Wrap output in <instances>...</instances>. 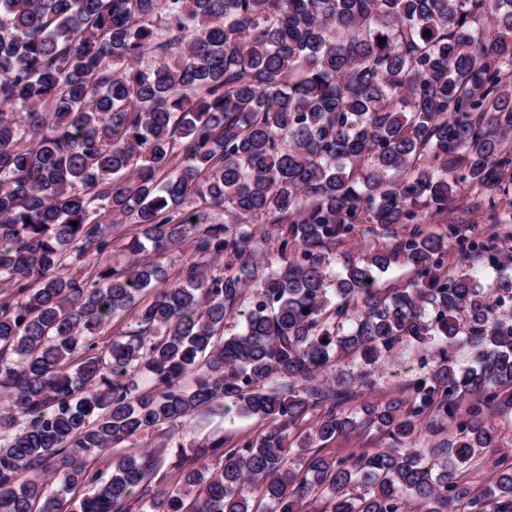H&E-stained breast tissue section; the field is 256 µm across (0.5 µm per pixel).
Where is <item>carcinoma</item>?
I'll return each instance as SVG.
<instances>
[{
  "mask_svg": "<svg viewBox=\"0 0 512 512\" xmlns=\"http://www.w3.org/2000/svg\"><path fill=\"white\" fill-rule=\"evenodd\" d=\"M476 186L512 192V0H0V512H512V274L430 228ZM228 405L266 431L185 449ZM149 433L171 468L115 456ZM370 224L361 225V230L357 232L356 236L346 242L336 244L331 254L333 270L338 273L343 268V261L346 256H358L360 253H366L368 249L374 246L380 247L382 243L388 242V239L383 237L378 231L370 230ZM423 372L418 364V356L411 350L402 349L395 358L375 367L377 379L376 393L370 401L385 400L396 394L403 385ZM380 440L372 431L370 434L337 437L328 442L323 450L330 457L352 456L366 448H378Z\"/></svg>",
  "mask_w": 512,
  "mask_h": 512,
  "instance_id": "carcinoma-1",
  "label": "carcinoma"
}]
</instances>
